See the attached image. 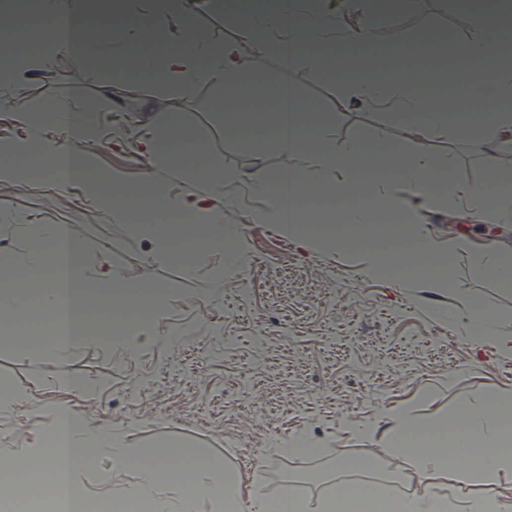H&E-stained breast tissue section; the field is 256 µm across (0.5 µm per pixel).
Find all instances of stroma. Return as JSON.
Masks as SVG:
<instances>
[{
  "instance_id": "35a3bbf8",
  "label": "stroma",
  "mask_w": 512,
  "mask_h": 512,
  "mask_svg": "<svg viewBox=\"0 0 512 512\" xmlns=\"http://www.w3.org/2000/svg\"><path fill=\"white\" fill-rule=\"evenodd\" d=\"M459 2L416 0L410 11L376 14L371 23L376 42L389 47L408 40L420 48L419 54L393 58L392 69L434 68L447 76L453 64L437 57V50L471 34L454 22ZM241 59L250 76L274 75L316 111L331 114L336 145L360 136L389 144L404 139L402 125L390 115L339 107L351 72L327 80L301 65L276 69L248 46ZM99 95V84L81 80L61 58L51 70L24 74L15 106L34 111L56 98L80 105ZM223 99L215 88L202 87L180 105L183 121L206 136L225 169L243 174L259 164L284 168L287 161L277 152H247L226 137ZM95 150L100 171L130 184L144 178V159L133 145L101 142ZM428 150L454 154L456 180L484 182L486 153L473 138L433 136ZM224 193L238 199L226 220L241 229L234 248L247 263L225 264L224 288L214 297L208 265L190 273L147 261L149 242L130 237L123 220L106 221L94 207L76 205L67 196L46 206L26 182L0 184V211L76 225L90 244L108 245L109 261L128 278L170 291L168 315L154 321L151 342L129 359L87 342L60 363L41 354L39 343L0 336V386L35 397L0 411V459L20 456L41 429L35 401L61 400L89 428L132 425V447L164 437L190 443L232 470L260 461L259 480L268 495L292 481L312 499L332 487L346 491L348 481L332 469L341 458L372 456L384 471L412 468V460L385 451L396 430L390 410L404 407L434 418L512 389V355L474 342L470 315L458 299L459 291H466L511 335L512 287L483 281L463 264L451 288L429 287L419 276L403 284L371 278L357 259L305 248L273 225L251 223V213L265 201L242 186L225 185ZM428 227L443 240L463 236L484 249L512 250V224L478 222L464 212L440 209L432 212ZM69 378L97 390L90 396L67 392L61 382ZM358 427L369 428L370 436H355ZM298 433L320 445L318 456L274 452L276 441Z\"/></svg>"
}]
</instances>
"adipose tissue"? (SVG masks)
<instances>
[{"instance_id":"1","label":"adipose tissue","mask_w":512,"mask_h":512,"mask_svg":"<svg viewBox=\"0 0 512 512\" xmlns=\"http://www.w3.org/2000/svg\"><path fill=\"white\" fill-rule=\"evenodd\" d=\"M37 11L41 24L35 38L43 48L30 53L28 63L46 69L56 57H66L83 79L94 83L101 78L103 64H112L114 82L133 99L143 84H164L172 110L154 124L140 149L167 173L200 184L203 190L170 196L153 173L138 185L96 178L91 146L98 141V130L90 115L99 105L94 101L46 105L64 130L63 140L55 142L44 137L39 115L21 112L27 134L0 144V183L25 179L14 160L33 154L45 170L35 189L46 203H57L74 185L80 189L77 203L96 207L108 219L127 217L143 190H151L158 209L188 214V221L131 224L128 234L149 241L152 261L188 271L197 269L202 255L213 257V283L223 288L224 264L236 258L231 246L237 230L225 223L224 209L214 199L236 176L223 169L206 138L186 126L178 112L181 103L209 84L236 105L225 115L227 135L247 151L270 145L288 161L276 171L256 168L246 178L248 191L266 201L252 213V223L276 225L282 234L311 248L357 256L368 275L379 277L390 273L387 254L357 239L370 226L374 209L392 210L408 216L400 234L415 243L421 259L445 255L453 261L464 256L481 278L512 283V253H486L465 238L444 245L422 224L426 211L447 203L484 221L512 222V166L498 154L499 147L512 141V107L502 103L512 95V66L502 61L512 50V24L498 12L478 11V34L451 50L462 65L454 69L450 83L468 89L473 106L468 112L450 113L418 91L432 83V73L413 77L386 71L387 57L372 52V0H227L225 13L236 36L224 43L197 25L186 0H146L136 17L129 0H84L78 8L71 0H39ZM243 42L279 65L304 62L321 77L348 62L354 79L345 90V103L389 113L401 122L405 143L373 147L358 138L336 147L328 114L313 112L273 80L263 92L275 101V111H257L239 64L238 46ZM304 42L315 44V52L301 55ZM470 131L492 148L479 185L454 180L453 156L427 151L432 135ZM438 177L447 179V195L430 189ZM313 195L342 202L340 230L319 231L318 214L303 209L304 197ZM0 226L20 241L18 248L0 254V269L10 275L8 285L0 286V313L13 322L36 314L51 321L55 332L44 347L46 356L61 361L76 346L94 340L129 357L150 341L152 320L168 310V288L131 280L119 268L91 261L92 246L59 225L5 212ZM131 303L150 304V319L113 323V311ZM84 314L98 318L96 334L77 326V317ZM38 412L45 428L31 442L28 460L12 461L11 467L37 465L63 495L82 485L87 457L105 456L113 471L138 469L139 480L123 488L120 496L146 499L154 512H356L357 502L367 500L387 504L392 512H512V491L500 486L501 475L512 471V439L507 436L512 428L511 390L446 417L419 419L405 409L393 412L397 428L389 439L390 451L414 459V469L377 477L373 459H340L336 472L359 473L360 481L351 492L327 493L312 502L292 482L269 498L257 467L220 470L184 442L164 440L153 452L132 447L131 427L88 428L65 403L43 402ZM451 451L461 459L467 482L459 491L448 487L446 457Z\"/></svg>"}]
</instances>
